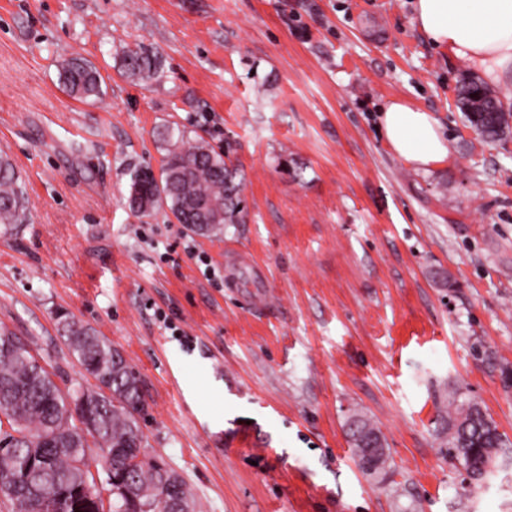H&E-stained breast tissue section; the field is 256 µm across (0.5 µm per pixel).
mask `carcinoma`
Returning a JSON list of instances; mask_svg holds the SVG:
<instances>
[{
	"label": "carcinoma",
	"instance_id": "obj_1",
	"mask_svg": "<svg viewBox=\"0 0 512 512\" xmlns=\"http://www.w3.org/2000/svg\"><path fill=\"white\" fill-rule=\"evenodd\" d=\"M160 59L151 49L137 45L123 51L122 70L133 79L148 81L159 74ZM60 81L74 98L86 101L100 94L104 77L93 64L73 58L65 61ZM458 106L481 144L504 140L512 133L502 100L474 77L462 80ZM165 154L159 172L138 167L131 174L129 208L149 215L167 207L170 214L192 232L210 236L226 224L244 221L238 171L224 156L203 141L189 142L184 132L164 139ZM213 203L220 208L218 220L194 224L197 208ZM25 192L15 166L0 154V224H18L24 213ZM69 354L86 374L104 389L93 413L98 425L91 443L83 441L71 411L69 398L39 365L27 344L0 328V495L16 512H56L57 499L68 502L71 512H90V499L102 494L90 470L77 465L85 449L94 446L112 454L114 487L130 496H119L112 512H173L178 500L193 502L184 481L164 463L144 458L146 453L138 416L144 410L139 379L123 353L94 327L57 313ZM349 442L358 468L366 475L386 480L390 460L379 427L364 413L350 421ZM439 445L461 462L474 488L493 473L506 453L507 443L495 421L474 400L455 389L448 393V420Z\"/></svg>",
	"mask_w": 512,
	"mask_h": 512
}]
</instances>
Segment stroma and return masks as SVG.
<instances>
[{
	"label": "stroma",
	"instance_id": "stroma-1",
	"mask_svg": "<svg viewBox=\"0 0 512 512\" xmlns=\"http://www.w3.org/2000/svg\"><path fill=\"white\" fill-rule=\"evenodd\" d=\"M413 18L414 0H0V151L27 192L0 230V326L64 391L93 380L56 311L107 336L195 512H512V453L473 491L436 437L458 387L512 440V137L475 141L470 66ZM138 44L158 78L123 74ZM71 58L100 97L62 89ZM396 98L431 112L445 159L386 144ZM169 128L232 145L245 223L208 237L129 209ZM355 410L391 480L357 467ZM60 81L72 97L86 101L100 94L104 77L93 64L73 58L62 64Z\"/></svg>",
	"mask_w": 512,
	"mask_h": 512
}]
</instances>
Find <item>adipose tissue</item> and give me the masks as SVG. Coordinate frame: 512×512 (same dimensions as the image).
<instances>
[{
  "instance_id": "obj_1",
  "label": "adipose tissue",
  "mask_w": 512,
  "mask_h": 512,
  "mask_svg": "<svg viewBox=\"0 0 512 512\" xmlns=\"http://www.w3.org/2000/svg\"><path fill=\"white\" fill-rule=\"evenodd\" d=\"M415 22L432 43L497 83L512 74V0H416ZM381 126L392 150L414 166L445 159L448 143L430 112L390 102Z\"/></svg>"
}]
</instances>
